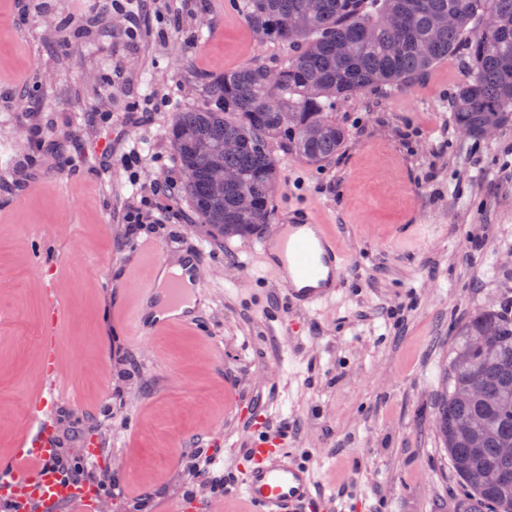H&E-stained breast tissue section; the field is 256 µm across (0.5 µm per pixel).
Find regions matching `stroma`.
<instances>
[{"label":"stroma","instance_id":"obj_1","mask_svg":"<svg viewBox=\"0 0 512 512\" xmlns=\"http://www.w3.org/2000/svg\"><path fill=\"white\" fill-rule=\"evenodd\" d=\"M288 52L230 0H0V462L44 386L51 285L67 311L51 434L104 476L98 512H211L187 460L217 454L212 477L239 475L263 422L287 426L324 512H463L435 424L453 326L512 301V128L477 149L454 127L465 51L413 86L339 101L348 137L325 165L280 157L272 222L308 201L349 257L330 307L280 308L278 289L252 281L248 240L213 239L184 190L171 223L124 221L140 182L183 179L174 113L226 70ZM97 112L109 122L92 123ZM50 137L64 142L56 163L40 151ZM143 242L200 250L206 332L136 337L118 317L134 302L130 265L148 273Z\"/></svg>","mask_w":512,"mask_h":512}]
</instances>
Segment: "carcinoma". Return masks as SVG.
Returning <instances> with one entry per match:
<instances>
[{
	"label": "carcinoma",
	"mask_w": 512,
	"mask_h": 512,
	"mask_svg": "<svg viewBox=\"0 0 512 512\" xmlns=\"http://www.w3.org/2000/svg\"><path fill=\"white\" fill-rule=\"evenodd\" d=\"M240 9L253 32L293 51L275 67L257 61L225 71L207 85L203 104L176 113L168 129L178 166L193 173L185 192L216 239L250 238L270 222L278 153L316 167L336 157L347 136L337 101L408 87L462 45L471 70L453 90V124L478 146L486 127L512 125V28L491 27L512 17V0H241ZM226 141L236 150L224 152ZM216 152L237 175L221 196L207 163ZM241 193L252 210L237 209ZM436 420L469 512H512V455L500 451L512 441V316L489 308L456 326ZM489 468L506 481L479 483Z\"/></svg>",
	"instance_id": "cac0c4a2"
}]
</instances>
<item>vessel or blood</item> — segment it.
I'll use <instances>...</instances> for the list:
<instances>
[{"instance_id": "obj_1", "label": "vessel or blood", "mask_w": 512, "mask_h": 512, "mask_svg": "<svg viewBox=\"0 0 512 512\" xmlns=\"http://www.w3.org/2000/svg\"><path fill=\"white\" fill-rule=\"evenodd\" d=\"M249 249L263 277L282 288L286 309H322L347 286V256L312 206L289 204L287 220L272 225ZM198 259V254H189L182 275L170 278L165 290L169 306L183 303L186 282L195 278ZM130 284L137 302L122 313V321L139 335L168 326L170 319L163 311L148 308L157 291L155 279L134 276ZM60 387L55 370H48L45 396L24 412L28 430L15 456L18 467L9 476L0 475V512H55L68 499L67 480L56 465L48 434ZM287 438L283 430L254 434L248 463L232 493L249 512H317L310 466L288 451Z\"/></svg>"}]
</instances>
